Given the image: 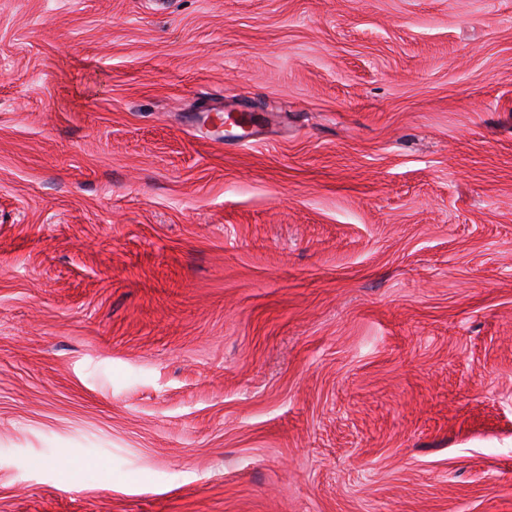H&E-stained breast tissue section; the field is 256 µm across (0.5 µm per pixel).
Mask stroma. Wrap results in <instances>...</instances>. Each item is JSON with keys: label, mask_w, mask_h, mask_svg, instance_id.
Wrapping results in <instances>:
<instances>
[{"label": "stroma", "mask_w": 512, "mask_h": 512, "mask_svg": "<svg viewBox=\"0 0 512 512\" xmlns=\"http://www.w3.org/2000/svg\"><path fill=\"white\" fill-rule=\"evenodd\" d=\"M0 512H512V0H0Z\"/></svg>", "instance_id": "stroma-1"}]
</instances>
